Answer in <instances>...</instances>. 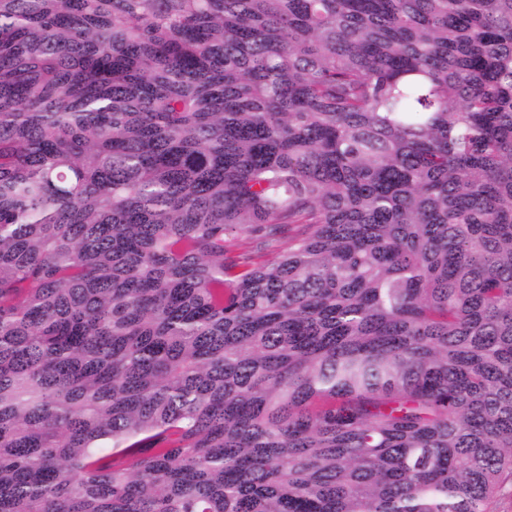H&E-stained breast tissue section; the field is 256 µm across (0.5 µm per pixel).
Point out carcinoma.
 Segmentation results:
<instances>
[{"mask_svg":"<svg viewBox=\"0 0 512 512\" xmlns=\"http://www.w3.org/2000/svg\"><path fill=\"white\" fill-rule=\"evenodd\" d=\"M508 484L512 0H0V512ZM274 254L270 251L259 250L256 244L246 237H230L226 242V257L229 260H241L250 257L254 263L270 260Z\"/></svg>","mask_w":512,"mask_h":512,"instance_id":"cac0c4a2","label":"carcinoma"}]
</instances>
